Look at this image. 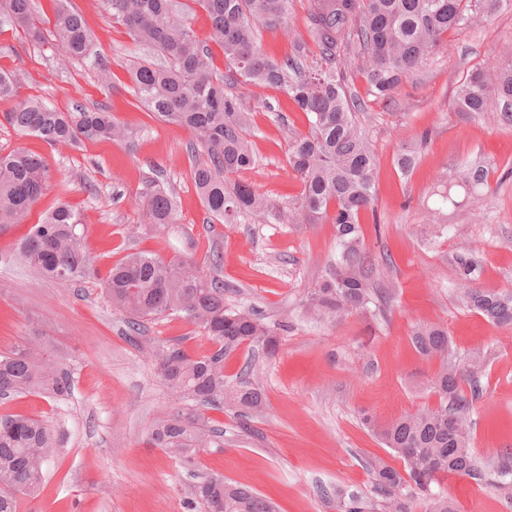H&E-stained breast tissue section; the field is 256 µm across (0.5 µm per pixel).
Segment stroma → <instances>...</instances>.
Wrapping results in <instances>:
<instances>
[{
    "mask_svg": "<svg viewBox=\"0 0 512 512\" xmlns=\"http://www.w3.org/2000/svg\"><path fill=\"white\" fill-rule=\"evenodd\" d=\"M72 4L87 20L98 60L112 67L111 84L101 83L96 60L66 58L52 43L29 41L0 20V70L16 77L15 97L0 100V153L25 148L42 157L50 175L26 223L0 230V348L22 336L50 337L72 378L70 395L61 399L0 398V416H37L61 438L38 495L25 499L21 512H193L189 485L207 474L251 487L279 512H336L329 491L339 486L373 495V461L398 469L403 463L390 456L365 417L384 424L440 403L431 383L441 363L421 357L411 342L420 324L447 328L452 363L483 361L481 392L470 411L476 455L492 466L512 453V326L494 325L458 300L469 286L512 291V125L492 112L474 116L452 107L468 71L512 62V8L448 33L442 49L386 103L369 95L352 58L339 57L351 93L364 105L357 119L376 160L375 208L361 212L359 221L375 262L374 286L385 301L381 312L335 324L305 314L308 290L339 258L335 225L327 219L273 224L261 212L234 224L209 220L191 179L193 166L207 159L204 150L192 149L188 128L159 122L131 93L132 61L160 65L163 57L134 45L99 0ZM307 15L308 0H295L287 26L260 28L262 50L284 62L294 41L309 38ZM228 91L247 111L243 132L255 160L233 181L252 185L274 208L297 207L302 185L288 151L294 133L308 132L306 115L280 88L238 82ZM28 98L63 112L108 109L137 136L50 147L3 118ZM410 150L416 163L404 175L397 160ZM475 160L488 166V186L470 197L454 178ZM154 182L175 201L176 222L166 228L138 221ZM62 203L79 213L99 273L76 286L44 280L13 260L29 225ZM133 249L200 267L219 256L211 273L224 282L226 304L254 307L285 326L276 355L256 344L226 354L229 382L255 367L266 408L245 427L232 410H204L211 426L223 428L224 445L201 450L190 466L147 442L174 403L148 352L177 345L204 355L214 344L178 317L130 334L98 279ZM464 252L478 265L471 281L456 270ZM443 489L457 512H512V495L468 478L449 477Z\"/></svg>",
    "mask_w": 512,
    "mask_h": 512,
    "instance_id": "stroma-1",
    "label": "stroma"
}]
</instances>
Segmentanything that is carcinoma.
I'll return each mask as SVG.
<instances>
[{
    "instance_id": "1",
    "label": "carcinoma",
    "mask_w": 512,
    "mask_h": 512,
    "mask_svg": "<svg viewBox=\"0 0 512 512\" xmlns=\"http://www.w3.org/2000/svg\"><path fill=\"white\" fill-rule=\"evenodd\" d=\"M53 2V17L47 21L36 15L31 0H0V14L32 41L49 38L68 58L90 57L92 38L82 13L69 0ZM193 2L209 17L210 42L227 62L223 75L213 73L210 49L196 39L189 14L174 0H100L134 44L151 48L167 62L163 67L147 59L132 64L136 103L157 119L192 131L207 155V161L191 170L198 195L211 217L235 224L241 215L261 211L266 204L253 187L230 181V175L250 168L254 158L242 135L244 106L225 87L242 78L287 90L310 124L309 132L295 135L290 144L289 164L302 183L301 203L269 215L275 224H315L328 215L336 224L339 260L310 290L309 319L338 324L369 311L378 299L371 278L374 263L362 247L359 215L375 204L376 162L355 120L354 110L362 103L348 92L337 57L344 52L360 59L370 94L388 100L403 79L443 46L445 34L479 22L512 0H309L314 48L298 42L283 64L262 51L257 28L286 24L293 0ZM455 104L459 112L498 110L503 121L512 123V63L466 74ZM3 117L51 147L134 138L131 129L102 108L59 112L33 98ZM488 175L486 166L467 164L458 169L456 182L473 195L488 185ZM48 179L41 157L22 148L0 154V228L26 220ZM175 221L172 196L154 185L141 208L140 223L164 226ZM83 235L79 214L60 204L30 225L20 262L46 280L78 284L95 273ZM102 287L132 332L146 322L176 316L203 330L216 344L215 350L200 356L176 346L149 353L175 399L184 403L154 424L151 445L178 462L190 460L203 448L222 447L224 431L207 426L200 414L186 407L191 402L221 411L234 408L245 419L262 412L265 396L259 384L244 380L231 385L224 380V354L246 343L274 354L283 324L266 322L249 307L226 305L224 282L179 257L127 253L109 269ZM459 300L494 324L512 325V293L466 288ZM412 343L421 356L441 361L433 381L440 405L373 428L403 461L404 470L375 461L374 488L381 501L376 504L362 494L336 488V512H416L419 504L424 512H455L447 494L433 491L450 476L492 483L512 495V461L491 468L470 446V402L462 383L471 384L472 396H478L479 360L462 367L448 363L450 340L442 325L416 327ZM70 389V372L44 337L26 336L0 349V397L40 393L61 398ZM58 452V440L43 420L22 414L0 416V512H18L20 499L36 494L44 480L45 461ZM189 495L201 512H275L261 494L222 475L202 478L190 487Z\"/></svg>"
}]
</instances>
